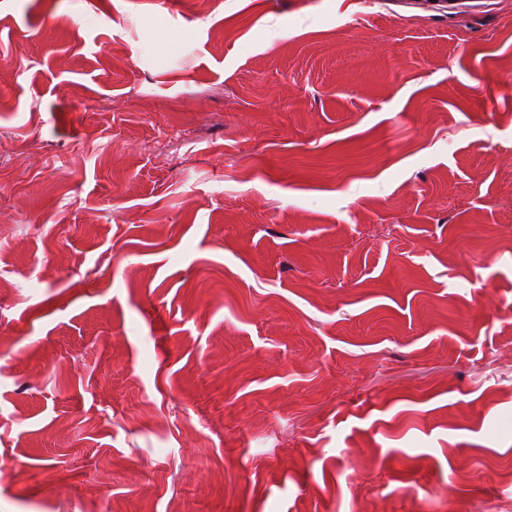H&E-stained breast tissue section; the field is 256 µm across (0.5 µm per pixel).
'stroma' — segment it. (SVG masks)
<instances>
[{"mask_svg": "<svg viewBox=\"0 0 512 512\" xmlns=\"http://www.w3.org/2000/svg\"><path fill=\"white\" fill-rule=\"evenodd\" d=\"M508 74L512 0H0V512H512Z\"/></svg>", "mask_w": 512, "mask_h": 512, "instance_id": "35a3bbf8", "label": "stroma"}]
</instances>
